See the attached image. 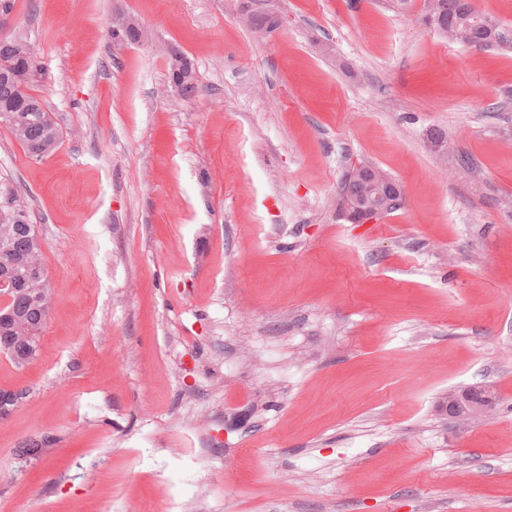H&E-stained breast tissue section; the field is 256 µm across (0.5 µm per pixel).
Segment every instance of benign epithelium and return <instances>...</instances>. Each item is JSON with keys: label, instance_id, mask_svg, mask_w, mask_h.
<instances>
[{"label": "benign epithelium", "instance_id": "obj_1", "mask_svg": "<svg viewBox=\"0 0 512 512\" xmlns=\"http://www.w3.org/2000/svg\"><path fill=\"white\" fill-rule=\"evenodd\" d=\"M112 40L119 44L142 46L151 41V34L144 26L137 25L135 18L126 13L112 16ZM345 178L354 179L363 186L357 196L340 194V216L352 224H374L386 214L394 203L403 202L402 188L376 169L365 163H354L347 171ZM24 292L38 306L41 325H46L51 307L50 296L41 288H26ZM23 343L21 355L1 352L2 356H11L15 361L34 360L38 356L40 342L36 336H21ZM21 389H0V419L10 416L24 398ZM493 397L485 387L471 389L469 399H461L455 389L448 391V414L469 419L482 416L491 411Z\"/></svg>", "mask_w": 512, "mask_h": 512}]
</instances>
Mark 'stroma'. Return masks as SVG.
Listing matches in <instances>:
<instances>
[{
  "label": "stroma",
  "mask_w": 512,
  "mask_h": 512,
  "mask_svg": "<svg viewBox=\"0 0 512 512\" xmlns=\"http://www.w3.org/2000/svg\"><path fill=\"white\" fill-rule=\"evenodd\" d=\"M238 5L16 0L63 138L0 127L51 297L38 358L0 356V512H512V50L424 0H267L263 38ZM353 161L403 189L378 223L337 214ZM471 385L493 413L439 410ZM130 28H134L136 30V38L132 41L127 40L125 37ZM111 34L114 43L125 45L142 46L148 44L152 40L148 29L144 26H138L135 18L126 13H117L112 16Z\"/></svg>",
  "instance_id": "35a3bbf8"
}]
</instances>
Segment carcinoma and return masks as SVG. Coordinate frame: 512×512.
Listing matches in <instances>:
<instances>
[{"label":"carcinoma","instance_id":"cac0c4a2","mask_svg":"<svg viewBox=\"0 0 512 512\" xmlns=\"http://www.w3.org/2000/svg\"><path fill=\"white\" fill-rule=\"evenodd\" d=\"M266 0H247L257 25L273 31L278 18L267 12ZM437 24L456 32L453 43L461 46L468 42H482L484 48L512 49V36L501 42L490 41L488 30L482 24V15L465 0H425ZM16 36L0 38V126L7 129L27 154L43 159L52 154L62 139V131L40 101L31 94L32 83L42 72L38 58L16 52ZM168 76L180 80L182 95L192 96L198 90L195 73L174 71L172 61H167ZM29 217L26 207L16 204L0 208V276H6L28 287L29 265L42 261V251L34 242L33 233L27 231ZM18 319L0 320V338L13 341L17 336L38 335V321L23 301L16 303Z\"/></svg>","mask_w":512,"mask_h":512}]
</instances>
